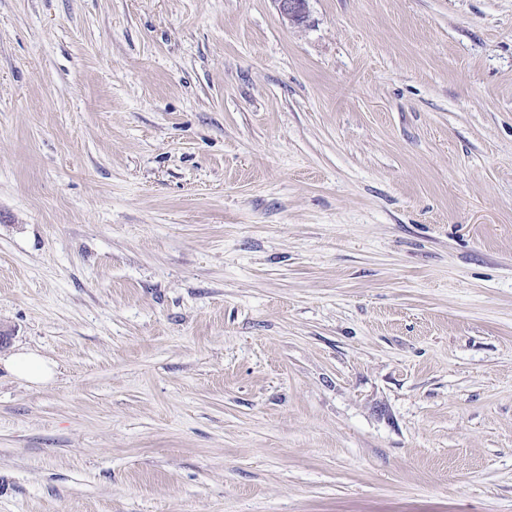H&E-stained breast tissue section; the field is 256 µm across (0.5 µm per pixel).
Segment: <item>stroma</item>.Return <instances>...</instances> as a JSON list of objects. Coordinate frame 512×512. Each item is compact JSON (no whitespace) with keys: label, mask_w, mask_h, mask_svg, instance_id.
I'll return each instance as SVG.
<instances>
[{"label":"stroma","mask_w":512,"mask_h":512,"mask_svg":"<svg viewBox=\"0 0 512 512\" xmlns=\"http://www.w3.org/2000/svg\"><path fill=\"white\" fill-rule=\"evenodd\" d=\"M0 512H512V0H0ZM5 365L15 376L32 384H44L54 376V365L34 352H18L11 355Z\"/></svg>","instance_id":"1"}]
</instances>
